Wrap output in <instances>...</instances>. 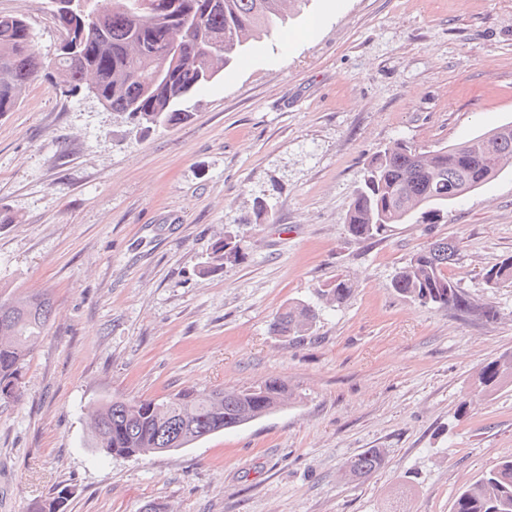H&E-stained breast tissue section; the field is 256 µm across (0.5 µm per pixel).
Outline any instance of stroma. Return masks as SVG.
Masks as SVG:
<instances>
[{
    "label": "stroma",
    "mask_w": 512,
    "mask_h": 512,
    "mask_svg": "<svg viewBox=\"0 0 512 512\" xmlns=\"http://www.w3.org/2000/svg\"><path fill=\"white\" fill-rule=\"evenodd\" d=\"M25 14L44 67L0 116V294L52 297L20 397L0 406V512L68 488L65 512H452L458 490L512 456V387L473 396L512 351V168L435 224L362 241L345 223L368 161L398 140L425 150L512 122V0H308L200 98L193 118L142 137L52 63L48 0ZM270 204L254 223L257 201ZM242 263L203 276L224 231ZM457 243L451 273L499 311L485 321L400 297L398 269ZM353 293L314 332L283 336L289 303L336 277ZM285 381L284 408L189 447L112 458L92 446L111 398ZM471 411L457 417L459 403ZM385 449L348 483V459ZM483 277L487 288H497L501 284L512 283V256L486 268Z\"/></svg>",
    "instance_id": "stroma-1"
}]
</instances>
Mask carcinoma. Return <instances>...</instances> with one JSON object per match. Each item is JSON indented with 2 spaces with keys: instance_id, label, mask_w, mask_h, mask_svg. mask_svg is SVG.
<instances>
[{
  "instance_id": "cac0c4a2",
  "label": "carcinoma",
  "mask_w": 512,
  "mask_h": 512,
  "mask_svg": "<svg viewBox=\"0 0 512 512\" xmlns=\"http://www.w3.org/2000/svg\"><path fill=\"white\" fill-rule=\"evenodd\" d=\"M105 5L103 22L82 25L83 14ZM307 0H145L131 8L129 0H52L53 17L62 41L73 52H61L57 70L68 91L89 84L98 101L140 132L168 128L188 120L198 97L221 78L252 43L284 24L288 14ZM183 46L179 61L163 65L172 42ZM164 68L148 83L146 78ZM40 72L27 19L0 14V115L16 107L22 90ZM512 167V122L476 134L460 143L420 151L396 142L368 163L353 193L346 224L359 240L384 236L394 224L419 218L435 224L448 204L463 198ZM459 248L437 240L417 250L399 268L393 288L421 305H441L475 313L488 321L499 317L489 302H475L449 273ZM246 258L242 238L227 247L216 239L200 274ZM489 288L512 283V256L485 269ZM351 294L347 280L336 279L319 292L327 307L343 304ZM51 297L47 293L0 296V402L20 395L31 350L47 329ZM319 310L297 302L276 317L274 330L283 335L312 332ZM512 385V352L483 363L476 372L474 394L491 395ZM292 394L287 384L269 379L234 390L192 388L161 399H110L93 415L94 447L105 455L141 456L149 448H186L201 439L238 428L253 418L283 408ZM384 462L380 448L345 463L353 478L362 479ZM55 488L29 506V512H53ZM452 512H512V457L462 487Z\"/></svg>"
}]
</instances>
